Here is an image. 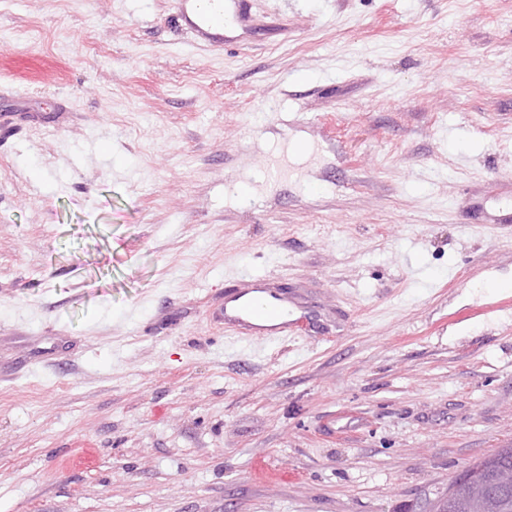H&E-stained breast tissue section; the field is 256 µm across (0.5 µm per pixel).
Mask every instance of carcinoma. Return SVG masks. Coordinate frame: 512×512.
<instances>
[{
	"label": "carcinoma",
	"mask_w": 512,
	"mask_h": 512,
	"mask_svg": "<svg viewBox=\"0 0 512 512\" xmlns=\"http://www.w3.org/2000/svg\"><path fill=\"white\" fill-rule=\"evenodd\" d=\"M503 471L512 473V448H499L469 464L450 484L452 495L433 504L435 512H512V485L497 484Z\"/></svg>",
	"instance_id": "cac0c4a2"
}]
</instances>
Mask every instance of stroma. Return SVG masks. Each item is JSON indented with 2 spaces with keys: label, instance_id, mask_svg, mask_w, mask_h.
<instances>
[{
  "label": "stroma",
  "instance_id": "35a3bbf8",
  "mask_svg": "<svg viewBox=\"0 0 512 512\" xmlns=\"http://www.w3.org/2000/svg\"><path fill=\"white\" fill-rule=\"evenodd\" d=\"M245 12L0 0V512H424L512 446V0ZM254 277L305 331L213 320ZM195 0H177L178 11L176 22L181 27H187L206 44L212 47L224 46V18L220 14L204 16L197 14L193 8ZM187 4L184 8L183 5Z\"/></svg>",
  "mask_w": 512,
  "mask_h": 512
}]
</instances>
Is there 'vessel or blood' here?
<instances>
[{
    "label": "vessel or blood",
    "mask_w": 512,
    "mask_h": 512,
    "mask_svg": "<svg viewBox=\"0 0 512 512\" xmlns=\"http://www.w3.org/2000/svg\"><path fill=\"white\" fill-rule=\"evenodd\" d=\"M177 2L176 21L179 26L189 28L210 46H223L224 19L221 15H200L188 6L187 0ZM219 307L225 329L241 339L254 336L284 338L296 334L302 325L301 319L293 315V299L270 288L260 279L248 280L240 287L226 291Z\"/></svg>",
    "instance_id": "b4317fda"
}]
</instances>
